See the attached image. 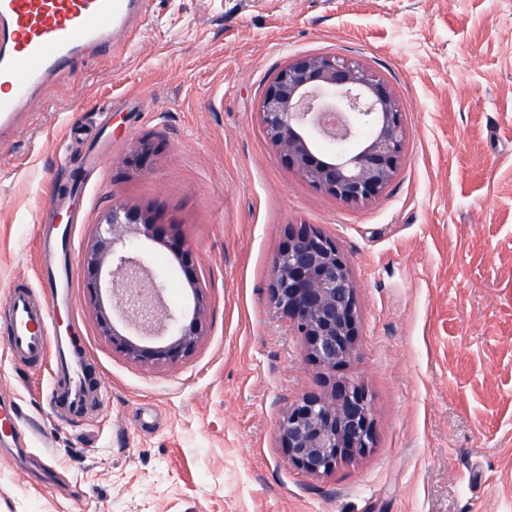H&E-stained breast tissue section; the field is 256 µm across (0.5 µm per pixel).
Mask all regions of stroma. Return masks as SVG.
Returning <instances> with one entry per match:
<instances>
[{"label":"stroma","instance_id":"stroma-1","mask_svg":"<svg viewBox=\"0 0 512 512\" xmlns=\"http://www.w3.org/2000/svg\"><path fill=\"white\" fill-rule=\"evenodd\" d=\"M364 63L395 91L406 142L375 199L311 187L265 137L260 103L288 60ZM109 144L71 258L72 315L104 399L75 419L50 369L13 360L0 398L44 423L29 465L0 431V512H512V0H151L132 48L74 61L0 142V308L39 288L38 221L84 148ZM157 146L129 174L138 139ZM150 208L191 245L206 333L187 358L127 359L98 334L81 253L100 212ZM335 238L360 332L345 375L369 393L377 442L323 477L293 466L277 423L321 392L318 367L267 296L289 228ZM170 307L192 312L177 258L146 241Z\"/></svg>","mask_w":512,"mask_h":512}]
</instances>
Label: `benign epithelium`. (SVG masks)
<instances>
[{"instance_id":"7a95c632","label":"benign epithelium","mask_w":512,"mask_h":512,"mask_svg":"<svg viewBox=\"0 0 512 512\" xmlns=\"http://www.w3.org/2000/svg\"><path fill=\"white\" fill-rule=\"evenodd\" d=\"M269 142L288 168L313 188L350 204L377 197L395 176L405 146L399 101L364 65L331 56L289 61L269 84L261 105ZM330 146L327 158L315 154ZM157 154L140 139L126 163L140 172ZM152 240L179 258L194 297L191 319L164 303V282L140 253ZM85 296L100 335L130 360L166 364L188 356L204 335L205 288L186 239L168 235L147 210L121 202L102 212L81 255ZM109 292L105 309L102 290ZM271 307L302 336L306 357L320 369L321 394L288 408L277 430L288 460L311 476L326 475L368 452L376 434L371 401L361 382L338 375L355 355L359 333L356 287L336 240L306 224L288 232L268 284Z\"/></svg>"}]
</instances>
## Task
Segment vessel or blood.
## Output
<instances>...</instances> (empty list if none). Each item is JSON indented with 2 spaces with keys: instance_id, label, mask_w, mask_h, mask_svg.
I'll return each instance as SVG.
<instances>
[{
  "instance_id": "1",
  "label": "vessel or blood",
  "mask_w": 512,
  "mask_h": 512,
  "mask_svg": "<svg viewBox=\"0 0 512 512\" xmlns=\"http://www.w3.org/2000/svg\"><path fill=\"white\" fill-rule=\"evenodd\" d=\"M145 0H0V137L17 127L28 102L57 79L76 58L96 59L100 52L129 42L145 19ZM48 257H71L75 228L41 227ZM43 294L24 285L10 292L0 329L15 359L40 366L51 363L52 403L82 413L92 403L89 386L91 358L72 338L49 331L56 307L69 305L71 285L64 277L41 269ZM8 421L18 449H25L38 431L18 409L0 414Z\"/></svg>"
}]
</instances>
